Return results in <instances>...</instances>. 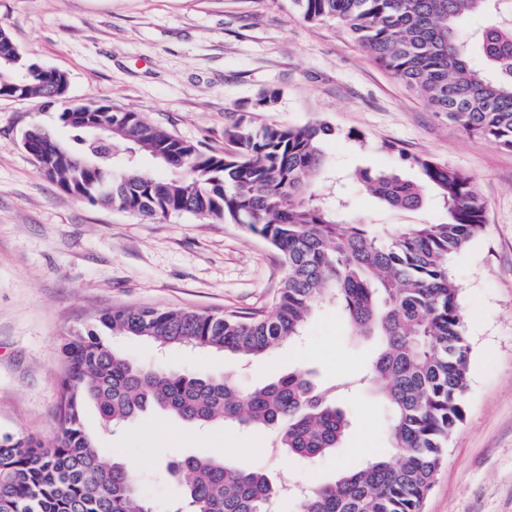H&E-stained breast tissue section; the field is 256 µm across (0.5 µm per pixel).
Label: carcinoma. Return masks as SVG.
I'll list each match as a JSON object with an SVG mask.
<instances>
[{
	"label": "carcinoma",
	"instance_id": "cac0c4a2",
	"mask_svg": "<svg viewBox=\"0 0 512 512\" xmlns=\"http://www.w3.org/2000/svg\"><path fill=\"white\" fill-rule=\"evenodd\" d=\"M317 24H340L352 41L435 115L464 132L512 149V0H291ZM484 16L476 33L494 75L473 67L457 34L468 16ZM0 25V96L42 97L59 106L71 131L36 160L67 194L112 204L152 219L192 214L239 224L280 255L286 277L270 314L242 320L183 308L114 307L60 344L59 404L51 438L0 437V512H152L137 489L136 470L109 458L85 427L87 406L104 427L137 420L148 410L193 424L220 423L270 431L274 447L308 464L340 447L350 421L339 404L356 388L377 385L389 410L392 458L369 459L325 484L299 485L283 475L240 470L204 455L167 463L183 487L172 512H274L283 492L295 512H423L463 419L470 346L460 288L449 256L483 229L486 204L471 179L428 157H414L421 179L368 169L357 173L383 203L417 209L427 193L448 208L446 224H412L385 234L342 224L316 189L325 173L323 141L330 126L256 124L243 112L224 125L217 153L145 123L106 102L76 105L64 73L32 57L15 62ZM109 127L91 146L86 122ZM153 156L165 178L129 158ZM323 302L346 316L351 335L373 339L377 352L364 375L318 385L296 368L241 389L228 374L200 375L147 367L118 352L106 337L123 335L168 350L199 347L261 356L300 336Z\"/></svg>",
	"mask_w": 512,
	"mask_h": 512
}]
</instances>
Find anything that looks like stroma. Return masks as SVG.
I'll use <instances>...</instances> for the list:
<instances>
[{"mask_svg":"<svg viewBox=\"0 0 512 512\" xmlns=\"http://www.w3.org/2000/svg\"><path fill=\"white\" fill-rule=\"evenodd\" d=\"M0 24L22 53L67 74L71 100L137 112L211 151H223L224 123L236 113L258 124L329 123L335 133L322 148L345 224L383 233L448 220L434 199L415 210L384 204L353 179L356 170L415 180L409 159L427 156L469 175L486 202V226L449 260L471 347L468 390L424 512H512V150L438 119L342 31L305 22L289 0H0ZM267 91L279 94L274 108L256 110ZM36 123L69 138L42 100L0 97V436L47 438L66 332L115 306L255 317L269 312L286 269L240 225L191 214L152 220L65 194L22 145ZM112 344L144 364L227 373L245 387L296 367L330 384L367 371L374 357L332 304L316 310L300 339L258 359L190 348L163 354L124 336ZM345 409L342 448L312 467L272 452L270 433L153 413L106 434L102 450L135 462L141 492L166 512L180 494L165 467L175 456L204 453L320 483L362 465L365 450L388 455L382 400L363 390Z\"/></svg>","mask_w":512,"mask_h":512,"instance_id":"35a3bbf8","label":"stroma"}]
</instances>
